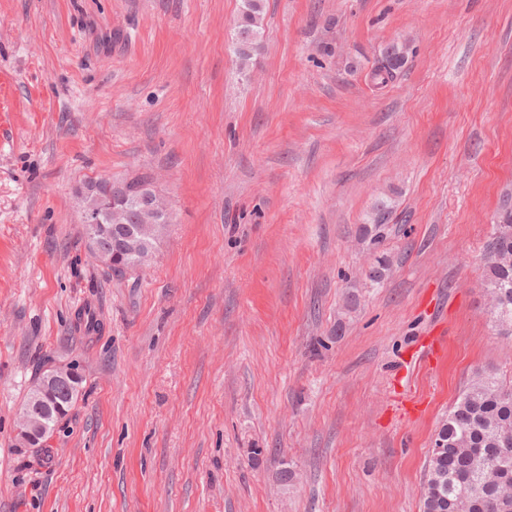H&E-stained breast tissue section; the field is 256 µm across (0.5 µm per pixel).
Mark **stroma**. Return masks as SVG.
Returning a JSON list of instances; mask_svg holds the SVG:
<instances>
[{"label": "stroma", "mask_w": 512, "mask_h": 512, "mask_svg": "<svg viewBox=\"0 0 512 512\" xmlns=\"http://www.w3.org/2000/svg\"><path fill=\"white\" fill-rule=\"evenodd\" d=\"M240 6L0 0L27 103L0 149V512H421L461 390L512 380L482 261L512 197V0H266L246 75ZM390 43L408 61L378 90ZM140 174L170 222L118 277L82 192ZM382 201L374 288L358 229ZM49 364L81 395L23 453ZM407 54L406 44L393 43L383 47L368 74L371 84L377 89H382L394 82L407 62Z\"/></svg>", "instance_id": "1"}]
</instances>
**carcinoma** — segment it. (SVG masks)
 <instances>
[{
    "instance_id": "carcinoma-1",
    "label": "carcinoma",
    "mask_w": 512,
    "mask_h": 512,
    "mask_svg": "<svg viewBox=\"0 0 512 512\" xmlns=\"http://www.w3.org/2000/svg\"><path fill=\"white\" fill-rule=\"evenodd\" d=\"M265 0H242L234 34L235 54L242 72L249 71L263 38ZM408 47L389 44L376 56L369 81L382 89L394 82L407 62ZM84 213L99 216L103 224H137V241L150 251L169 223L167 203L153 189L147 175L114 182H89ZM391 207L381 202L372 223L359 229L360 237L375 251L385 238ZM390 270L385 255H373L366 277L382 283ZM484 288L496 327L512 336V207L505 203L497 232L488 244ZM80 381L61 382L52 388L49 407L41 422L56 428L76 403ZM422 512H512V381L492 374H476L448 412L427 460Z\"/></svg>"
}]
</instances>
